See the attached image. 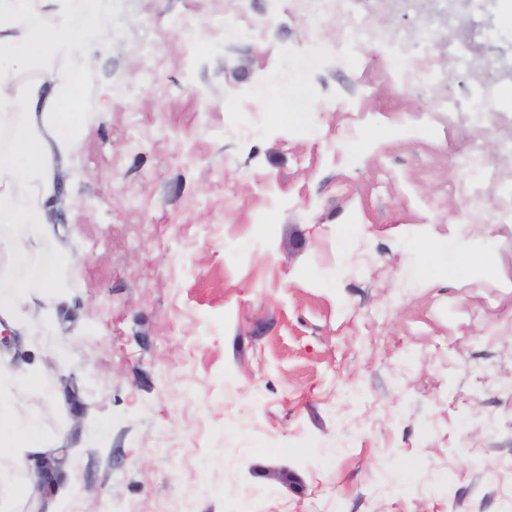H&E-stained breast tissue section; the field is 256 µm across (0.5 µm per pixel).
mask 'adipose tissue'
Returning <instances> with one entry per match:
<instances>
[{
	"label": "adipose tissue",
	"mask_w": 512,
	"mask_h": 512,
	"mask_svg": "<svg viewBox=\"0 0 512 512\" xmlns=\"http://www.w3.org/2000/svg\"><path fill=\"white\" fill-rule=\"evenodd\" d=\"M112 31L88 9L86 0H0V255L10 271L0 272V331H10L27 348L25 309L53 299L63 305L58 286L66 260L57 244L64 232L55 221L66 199L62 178L82 134V89L66 61L87 54L88 42L105 45ZM44 263H36V256ZM37 264L39 287L15 268ZM37 369L0 352V483L21 475L31 486L46 485L44 463L63 470L61 455L36 420L18 421L12 396L37 381Z\"/></svg>",
	"instance_id": "1"
}]
</instances>
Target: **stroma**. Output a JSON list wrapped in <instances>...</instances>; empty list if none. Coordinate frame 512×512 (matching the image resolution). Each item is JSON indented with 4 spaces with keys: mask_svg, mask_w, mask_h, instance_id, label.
<instances>
[{
    "mask_svg": "<svg viewBox=\"0 0 512 512\" xmlns=\"http://www.w3.org/2000/svg\"><path fill=\"white\" fill-rule=\"evenodd\" d=\"M350 10L430 31L433 71L391 86L373 43L304 68L345 32L286 0H116L111 43L70 61L67 335L30 313L68 397L14 401L62 445L56 512H512V224L496 186L477 211L455 191L480 178L471 142L512 140V104L430 111L473 77L445 0ZM499 16L486 0L471 58L504 88ZM458 248L487 264L448 275Z\"/></svg>",
    "mask_w": 512,
    "mask_h": 512,
    "instance_id": "obj_1",
    "label": "stroma"
}]
</instances>
